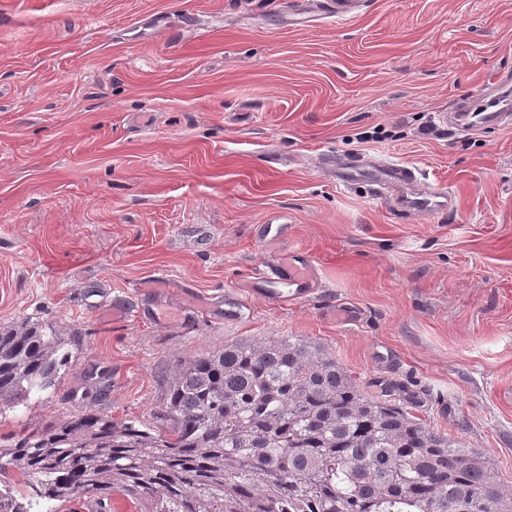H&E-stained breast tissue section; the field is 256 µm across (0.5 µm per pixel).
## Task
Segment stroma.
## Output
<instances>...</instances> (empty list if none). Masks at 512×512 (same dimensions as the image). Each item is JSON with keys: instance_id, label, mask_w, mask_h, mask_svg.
<instances>
[{"instance_id": "stroma-1", "label": "stroma", "mask_w": 512, "mask_h": 512, "mask_svg": "<svg viewBox=\"0 0 512 512\" xmlns=\"http://www.w3.org/2000/svg\"><path fill=\"white\" fill-rule=\"evenodd\" d=\"M504 70L512 0H367L304 30L263 0H0V324L74 349L0 436L63 417L88 369L113 419L148 422L179 362L290 337L368 395L403 386L512 488V127L440 118ZM339 155L419 168L455 206L399 214L337 184ZM292 252L320 286L272 303L251 281Z\"/></svg>"}]
</instances>
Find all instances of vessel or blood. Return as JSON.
Returning <instances> with one entry per match:
<instances>
[{"label":"vessel or blood","instance_id":"vessel-or-blood-1","mask_svg":"<svg viewBox=\"0 0 512 512\" xmlns=\"http://www.w3.org/2000/svg\"><path fill=\"white\" fill-rule=\"evenodd\" d=\"M359 7L360 0H286L283 13L291 24L306 25L319 19L350 18ZM480 98V110L461 103L455 111L443 115V122L462 132L512 124V74L493 75L484 84ZM331 165L337 181L345 185L367 183L376 193L389 196L398 212L433 214L453 207L451 194L422 185V174L415 167L365 155L336 158ZM316 282L314 268L300 258L259 270L256 277L258 291L278 303L313 293Z\"/></svg>","mask_w":512,"mask_h":512}]
</instances>
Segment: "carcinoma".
Listing matches in <instances>:
<instances>
[{"label": "carcinoma", "instance_id": "cac0c4a2", "mask_svg": "<svg viewBox=\"0 0 512 512\" xmlns=\"http://www.w3.org/2000/svg\"><path fill=\"white\" fill-rule=\"evenodd\" d=\"M70 350L52 325L0 326V409L55 387ZM105 401L110 379L90 373ZM43 430L0 437V512H512L489 456L366 395L299 339L226 343L173 369L152 421H115L74 396Z\"/></svg>", "mask_w": 512, "mask_h": 512}]
</instances>
